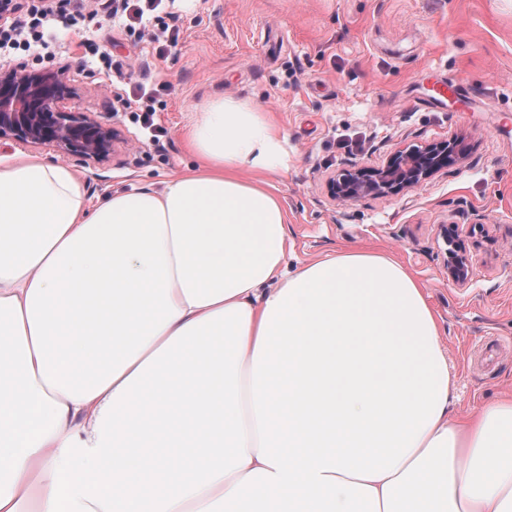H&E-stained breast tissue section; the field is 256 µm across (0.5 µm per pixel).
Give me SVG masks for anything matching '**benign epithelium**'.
Segmentation results:
<instances>
[{"label": "benign epithelium", "instance_id": "benign-epithelium-1", "mask_svg": "<svg viewBox=\"0 0 512 512\" xmlns=\"http://www.w3.org/2000/svg\"><path fill=\"white\" fill-rule=\"evenodd\" d=\"M71 89L63 69L29 70L23 66L0 73V140L52 144L63 152L102 161L125 142L121 132L84 112H66L58 104ZM462 160L454 141L409 147L395 152L377 169L355 168L332 185L333 198L350 202L365 195L390 196L414 188ZM470 261L461 251L449 254L448 277L467 283Z\"/></svg>", "mask_w": 512, "mask_h": 512}]
</instances>
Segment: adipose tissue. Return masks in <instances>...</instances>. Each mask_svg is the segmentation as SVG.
<instances>
[{"label":"adipose tissue","mask_w":512,"mask_h":512,"mask_svg":"<svg viewBox=\"0 0 512 512\" xmlns=\"http://www.w3.org/2000/svg\"><path fill=\"white\" fill-rule=\"evenodd\" d=\"M189 141L197 168L91 211L65 166H0V512H512V396L458 415L413 274L354 248L284 274L254 101ZM181 414L182 455L132 457Z\"/></svg>","instance_id":"ef3b65f1"}]
</instances>
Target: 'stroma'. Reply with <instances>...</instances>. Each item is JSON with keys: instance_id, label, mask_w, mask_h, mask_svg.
<instances>
[{"instance_id": "obj_1", "label": "stroma", "mask_w": 512, "mask_h": 512, "mask_svg": "<svg viewBox=\"0 0 512 512\" xmlns=\"http://www.w3.org/2000/svg\"><path fill=\"white\" fill-rule=\"evenodd\" d=\"M153 26L175 41L157 46L100 0L93 26H54L53 53L0 55V70L66 69L63 110L125 137L102 161L2 141L0 165L65 166L92 210L197 165L185 133L206 100L251 99L287 138V168L272 178L288 212L286 269L344 247L392 254L440 318L459 413L512 392V0H163ZM440 80L467 98L433 102ZM144 103L149 129L135 112ZM452 137L462 162L416 188L345 204L330 194L353 167ZM449 224L470 259L463 287L448 278Z\"/></svg>"}]
</instances>
